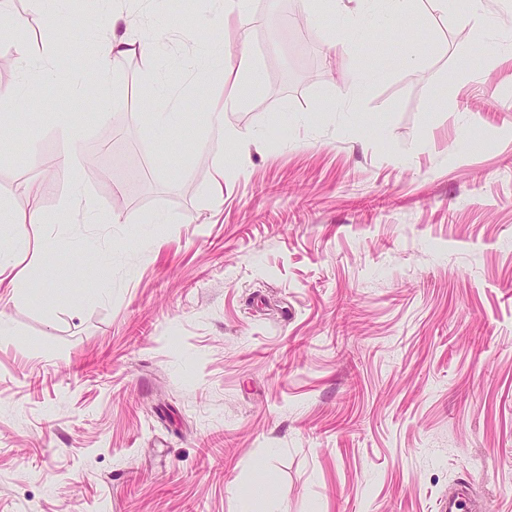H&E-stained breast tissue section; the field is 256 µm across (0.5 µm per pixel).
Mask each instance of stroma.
Masks as SVG:
<instances>
[{"label":"stroma","mask_w":512,"mask_h":512,"mask_svg":"<svg viewBox=\"0 0 512 512\" xmlns=\"http://www.w3.org/2000/svg\"><path fill=\"white\" fill-rule=\"evenodd\" d=\"M7 8L32 66L0 40V88L37 107L0 125L26 131L0 199L56 248L0 271V512H241L250 488L281 512H435L463 486L512 512V0L488 27L428 4L346 54L353 0H252L241 145L200 110L224 92L205 47L235 39L222 0ZM117 9L137 49L78 108ZM151 99L191 128L153 129ZM72 151L90 167L53 166Z\"/></svg>","instance_id":"stroma-1"}]
</instances>
